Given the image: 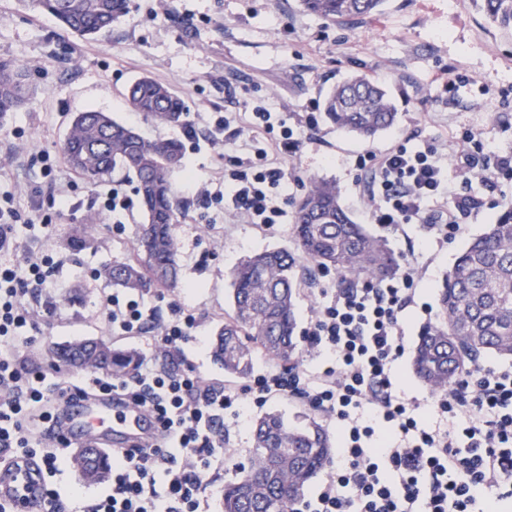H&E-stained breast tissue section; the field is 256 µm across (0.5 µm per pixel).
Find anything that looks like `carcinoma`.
Returning <instances> with one entry per match:
<instances>
[{
	"mask_svg": "<svg viewBox=\"0 0 512 512\" xmlns=\"http://www.w3.org/2000/svg\"><path fill=\"white\" fill-rule=\"evenodd\" d=\"M132 0H35L60 29L79 37L112 30ZM301 9L340 24L372 18L385 0H299ZM493 24L512 28V0H474ZM28 67L0 59V120L27 100ZM133 112L160 126L186 124L188 112L170 87L150 77L135 80L126 94ZM328 122L369 140L392 129L397 108L379 83L350 77L325 98ZM67 162L89 182L117 170L135 178L143 224L132 244L133 257L104 266L100 275L131 292L174 288L180 280L174 227L180 202L172 184L182 166L173 139L148 140L105 113L76 114L62 145ZM293 233L298 252L262 250L243 257L230 272L233 315L212 339L215 361L229 375L251 373L257 353L286 363L296 354L295 298L311 287L295 275L305 264L336 272L347 288L377 285L396 273L399 263L385 240L352 221L339 202L336 185L312 181L296 203ZM442 321L426 327L411 355L413 373L435 392H444L481 356L512 358V204L501 209L487 230L473 238L448 270L439 289ZM60 365L128 375L138 363L130 349L102 340L57 344ZM250 465L224 484L223 512H291L309 484L330 462L335 446L319 419L309 413L290 422L268 413L252 424ZM83 480L101 482L108 467L95 457L72 460Z\"/></svg>",
	"mask_w": 512,
	"mask_h": 512,
	"instance_id": "obj_1",
	"label": "carcinoma"
}]
</instances>
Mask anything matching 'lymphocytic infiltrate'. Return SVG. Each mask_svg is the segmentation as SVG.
I'll return each instance as SVG.
<instances>
[{"instance_id": "lymphocytic-infiltrate-1", "label": "lymphocytic infiltrate", "mask_w": 512, "mask_h": 512, "mask_svg": "<svg viewBox=\"0 0 512 512\" xmlns=\"http://www.w3.org/2000/svg\"><path fill=\"white\" fill-rule=\"evenodd\" d=\"M217 132L244 137L224 172L230 193L198 188L222 202L225 214L252 224L284 216L282 161L302 145L298 128L260 102L228 112ZM403 136L389 151L359 157L370 178L362 196L374 223L426 226L442 246L460 231L459 219L480 199L448 185V155L416 149ZM459 169L483 175L490 187L512 186V155L487 151L481 132H468ZM437 212H427L430 200ZM41 262L26 272L0 266V465L26 453L32 436L60 422L65 396L106 394L149 410L159 423L154 444L112 453L110 484L83 512H200L208 471L223 461L230 437L224 416L239 418L243 397L217 387L193 367L169 372L139 365L127 378L93 371L58 380L45 394V372L27 369L16 351L18 329L35 320L22 297L42 283ZM411 274L378 285L342 288L320 306L305 333L323 351L317 373L268 370L255 377L257 401L288 395L335 419L343 436L341 458L297 512H507L512 507V367H477L459 376L435 405L441 423L423 426L392 380L405 352L400 314L413 301ZM106 317L113 333L141 332L154 316L142 297L112 294Z\"/></svg>"}]
</instances>
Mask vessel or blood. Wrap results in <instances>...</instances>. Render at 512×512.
Returning a JSON list of instances; mask_svg holds the SVG:
<instances>
[{"mask_svg": "<svg viewBox=\"0 0 512 512\" xmlns=\"http://www.w3.org/2000/svg\"><path fill=\"white\" fill-rule=\"evenodd\" d=\"M60 436L78 452L104 454L113 443L130 449L153 442L155 430L146 429V410L119 405L108 396L73 398L64 405ZM43 469L37 460L21 456L0 468V497L11 501L15 512H37L44 498Z\"/></svg>", "mask_w": 512, "mask_h": 512, "instance_id": "b4317fda", "label": "vessel or blood"}]
</instances>
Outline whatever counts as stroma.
Returning a JSON list of instances; mask_svg holds the SVG:
<instances>
[{
    "label": "stroma",
    "mask_w": 512,
    "mask_h": 512,
    "mask_svg": "<svg viewBox=\"0 0 512 512\" xmlns=\"http://www.w3.org/2000/svg\"><path fill=\"white\" fill-rule=\"evenodd\" d=\"M0 58L30 67L29 100L0 122V199L11 198L19 214L17 243L0 251V264L23 269L31 259L47 262L44 282L30 286L24 297L38 338L19 349L26 365L45 371V390L68 375L49 359V349L79 338L133 349L142 361L173 371L194 366L217 386L241 390L251 383L247 377H225L211 351L200 349L196 340L161 355L150 334L113 335L105 300L116 288L98 271L130 257L143 214L137 204L114 213L101 204L114 189L133 195L131 177L118 171L87 182L61 152L72 117L96 109L148 139L174 138L183 145V168L175 175L183 203L175 226L182 279L177 288L146 293L156 322L177 303L194 315L197 337H213L232 312L231 269L255 251L294 249L293 201L312 179L331 180L354 222L385 238L400 271L414 277V301L402 314L407 354L395 366V379L402 396L417 403L421 421L434 424L437 394L415 377L408 353L423 328L439 321L438 288L456 257L512 195L489 192L480 176H470L467 191L484 198L485 205L462 218L461 234L440 248L424 225L373 223L358 185L356 158L366 150L387 152L413 130L420 146L448 144L464 131L480 130L492 151L512 154V30L488 23L474 0H387L382 15L344 26L303 12L298 0H133L110 33L80 39L22 0H0ZM441 74L454 81L451 93L438 82ZM352 75L388 90L398 124L368 141L323 118L315 129L302 130L300 151L285 163L288 202L280 223L264 226L225 216L223 204L203 203L190 191L193 183L223 185L224 165L240 150L239 140L215 134L213 118L259 100L294 118ZM143 76L169 84L182 98L194 139H186L183 128L157 126L129 110L126 90ZM62 190L71 201L66 209L58 203ZM91 214L97 217V234L82 246H68ZM47 223L52 232L44 231ZM315 279L297 299L302 331L338 286L332 271L316 272ZM246 410L230 430L231 451L223 465L209 473V512H221L225 482L248 463L253 421L271 411L292 418L307 407L283 396L247 402Z\"/></svg>",
    "instance_id": "stroma-1"
}]
</instances>
